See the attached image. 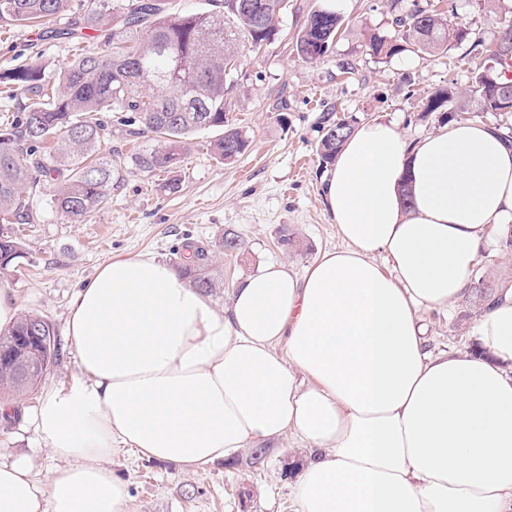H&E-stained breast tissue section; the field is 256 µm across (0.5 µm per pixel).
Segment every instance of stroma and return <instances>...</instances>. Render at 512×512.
Here are the masks:
<instances>
[{
  "instance_id": "35a3bbf8",
  "label": "stroma",
  "mask_w": 512,
  "mask_h": 512,
  "mask_svg": "<svg viewBox=\"0 0 512 512\" xmlns=\"http://www.w3.org/2000/svg\"><path fill=\"white\" fill-rule=\"evenodd\" d=\"M415 2L426 9L443 6L449 19L468 28L469 37L440 56L409 44L391 60L372 59L365 51L366 35L393 34L395 15ZM322 7L341 13L343 26L327 54L310 63L296 54L294 39ZM64 25L61 18L32 27L0 23V72L37 64L46 79L56 80L76 53L71 41L58 35ZM509 25L512 0H288L278 38L261 54L241 57L227 78L234 107L225 118L250 141L248 151L230 165L211 155L209 144L219 132L208 129L193 136L177 174L131 171V156L150 146L151 138L133 134L121 113H99L109 129L104 150L114 166L111 201L73 224L50 204L52 180L40 179L26 190L34 221L17 230L24 255L0 273V286L16 293L21 311L45 317L60 342L56 364L20 401L18 417L0 419V461H29L38 474L55 465L29 416L47 393L67 389L80 377L65 335L68 307L100 265L140 253L172 264L185 242H204L214 251V274L225 285L211 297L219 306L227 304L229 287L262 262L279 260L304 270L322 251L340 244L322 195L328 167L317 152L328 125L339 119L356 128L390 121L410 142L438 131L448 119L443 111H428L429 96L448 86L470 91L473 71L483 61L479 46L495 43ZM173 177L180 181L174 193L165 188ZM284 230L293 246L280 244ZM228 231L241 240L231 252L219 247ZM490 239L488 255L470 276L469 292L447 314H426L434 347L469 348L480 315L479 287L512 284V223L491 225ZM261 448L258 462L248 448L208 469L190 470L120 445L110 466L128 486L125 512H295L292 462L302 450L286 435Z\"/></svg>"
}]
</instances>
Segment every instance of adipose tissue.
Listing matches in <instances>:
<instances>
[{
	"label": "adipose tissue",
	"instance_id": "adipose-tissue-1",
	"mask_svg": "<svg viewBox=\"0 0 512 512\" xmlns=\"http://www.w3.org/2000/svg\"><path fill=\"white\" fill-rule=\"evenodd\" d=\"M323 196L341 246L302 273L260 265L226 309L154 255L102 265L67 320L81 379L34 417L64 464L0 462V512H125L117 442L196 469L285 433L308 452L297 512H512V287L472 352H431L421 317L512 222V143L478 121L413 144L368 123Z\"/></svg>",
	"mask_w": 512,
	"mask_h": 512
}]
</instances>
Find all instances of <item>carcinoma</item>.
I'll return each mask as SVG.
<instances>
[{
  "instance_id": "cac0c4a2",
  "label": "carcinoma",
  "mask_w": 512,
  "mask_h": 512,
  "mask_svg": "<svg viewBox=\"0 0 512 512\" xmlns=\"http://www.w3.org/2000/svg\"><path fill=\"white\" fill-rule=\"evenodd\" d=\"M288 0H224L222 8L186 15L168 14L160 0H126L113 10L97 0L84 13L71 11V0H0V23L25 25L45 18L67 17L65 34L81 44L92 30L103 37L106 54L80 48L52 86L38 64L0 74L33 100L25 112L0 128V270L22 257V244L5 224L34 220L26 187L33 173L56 177L51 202L71 223H80L106 205L112 195V158L103 149L105 126L93 112H129L137 133H150L155 144L135 156V169L172 172L181 167L192 136L210 128L222 134L210 152L222 163L242 156L250 143L246 134L224 122L232 101L226 96L228 71L243 50L259 53L279 34ZM402 38L422 52L439 55L469 35L468 29L442 14L413 3L395 19ZM342 26L335 10L313 12L296 36L295 50L308 62L328 52ZM366 46L374 59L387 60L403 51L397 37L371 34ZM494 85L483 72L473 92L483 112H499ZM457 100L452 87L429 98L435 111ZM353 133L344 120L332 122L321 139L319 156L332 163ZM183 276L205 294L223 288L212 276L213 250L187 244L178 262ZM55 331L44 317L22 313L6 335H0V403L33 393L56 363Z\"/></svg>"
}]
</instances>
